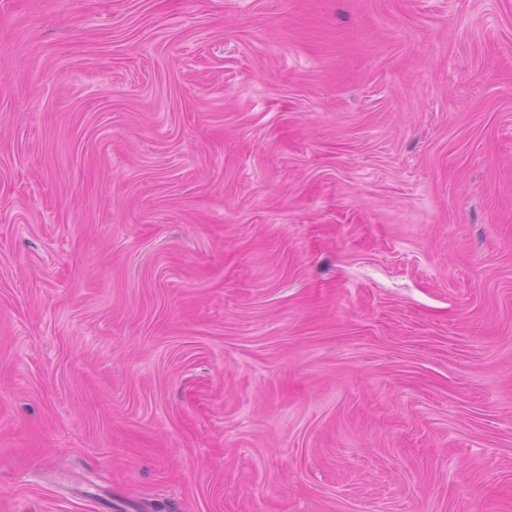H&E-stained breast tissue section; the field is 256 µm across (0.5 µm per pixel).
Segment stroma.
Segmentation results:
<instances>
[{
	"instance_id": "obj_1",
	"label": "stroma",
	"mask_w": 512,
	"mask_h": 512,
	"mask_svg": "<svg viewBox=\"0 0 512 512\" xmlns=\"http://www.w3.org/2000/svg\"><path fill=\"white\" fill-rule=\"evenodd\" d=\"M512 512V0H0V512Z\"/></svg>"
}]
</instances>
